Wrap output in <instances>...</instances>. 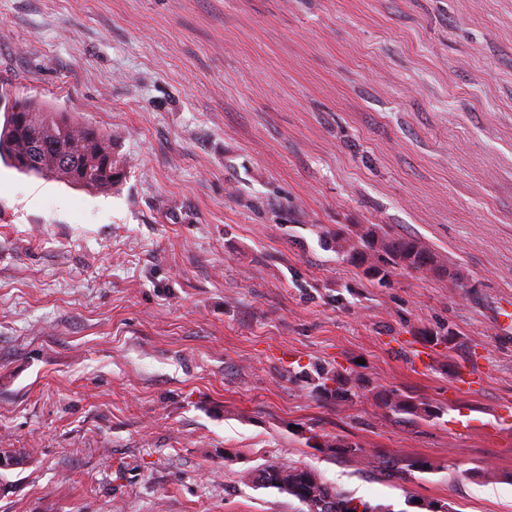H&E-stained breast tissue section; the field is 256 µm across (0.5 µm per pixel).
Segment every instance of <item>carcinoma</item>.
Instances as JSON below:
<instances>
[{"label":"carcinoma","instance_id":"carcinoma-1","mask_svg":"<svg viewBox=\"0 0 512 512\" xmlns=\"http://www.w3.org/2000/svg\"><path fill=\"white\" fill-rule=\"evenodd\" d=\"M0 159L21 173L68 182L89 190L106 192L120 174L119 161L112 158L111 136L80 123L67 112L27 98L15 99L0 126ZM336 251L348 262L380 282L395 271L451 273L436 254L416 238L392 236L374 224H343L336 227ZM353 373L329 375L318 372L314 391L325 401L348 402L356 397ZM384 406L396 413L431 416L433 406L405 394L389 392ZM262 470L271 471L267 487L296 499L302 512H357L355 498L336 486L320 481L312 484L315 471L280 458Z\"/></svg>","mask_w":512,"mask_h":512}]
</instances>
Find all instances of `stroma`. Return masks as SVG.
<instances>
[{"instance_id": "stroma-1", "label": "stroma", "mask_w": 512, "mask_h": 512, "mask_svg": "<svg viewBox=\"0 0 512 512\" xmlns=\"http://www.w3.org/2000/svg\"><path fill=\"white\" fill-rule=\"evenodd\" d=\"M18 95L123 175L0 162V512H299L245 477L280 457L394 512H512V0H0ZM340 224L455 277L378 285ZM320 367L357 397H315ZM382 403L385 407H388L391 411L396 413L403 412L415 416H431L435 412L433 406L430 404L393 391H390L385 398L382 399Z\"/></svg>"}]
</instances>
